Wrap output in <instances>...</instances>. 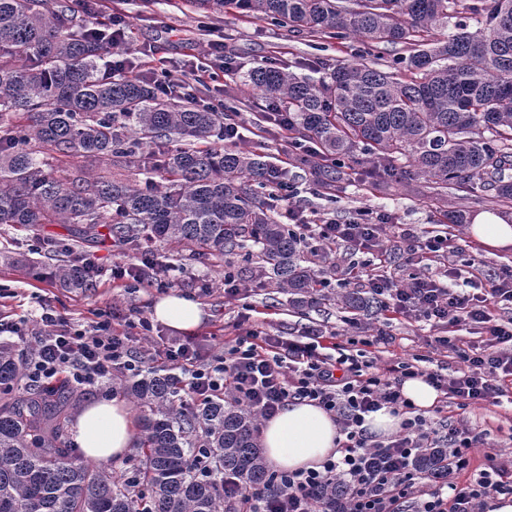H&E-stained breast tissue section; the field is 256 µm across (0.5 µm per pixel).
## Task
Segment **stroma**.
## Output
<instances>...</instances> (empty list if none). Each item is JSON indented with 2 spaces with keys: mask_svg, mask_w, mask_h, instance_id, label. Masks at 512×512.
Wrapping results in <instances>:
<instances>
[{
  "mask_svg": "<svg viewBox=\"0 0 512 512\" xmlns=\"http://www.w3.org/2000/svg\"><path fill=\"white\" fill-rule=\"evenodd\" d=\"M124 16L128 45L135 50L133 69L149 74L169 69L179 75H191L196 66L205 62L204 45L210 41L222 43L227 72L218 81L197 85L194 94L204 101L224 100L235 106L231 117L238 126L239 137L234 146L265 154L270 163L283 159L281 137L268 120V99L259 91L244 86L239 75L250 67L272 63L300 76L310 75L304 60L353 62L367 57L380 66L393 65L403 51L389 46L370 47L353 37L292 33L270 21L253 17L236 9L207 11L196 8L192 0H110L107 10L98 15L106 21L110 13ZM288 177L296 187L293 206L306 216H318L345 221L361 211H374L391 216L393 223L418 225L430 230L445 227L450 242L458 252L455 265L472 264L485 273H493L504 265H512V247L486 250L471 236L465 221L444 224V214L462 212L466 220L480 212L512 214V202H498L492 192L481 186L468 189L449 185L445 196L430 194L424 178L391 183L382 187L363 174V168L352 165L338 189L315 192L309 170L289 165ZM154 260L168 268L174 279L172 289L143 288L124 291L104 281L93 288L64 285L54 272L58 265L71 263L75 255L91 253L102 265L132 263L137 256L125 246L113 244L108 235L93 241L76 240L71 225L44 224L37 232L19 230L10 224H0V314L9 318L35 320L41 304L60 311L68 322L82 327L110 318L115 312L134 309L151 317L154 303L168 294L185 297L199 304L203 319L189 334L154 323L147 339L140 341L138 350L143 358V372L159 367L156 352L163 344L182 338L193 341L198 352L209 359L223 356L224 340L243 336L255 330L254 320L246 316V307L263 312L264 332L273 336L292 337L305 327L319 325L327 330L348 333L346 311L332 302L297 307L287 294L263 287L253 281L247 299L224 293V272L242 267L241 256L228 255L223 261L204 260L190 251L175 252L162 241H154ZM208 291H201V283ZM387 331L395 343L378 356V366L396 358H408L425 353L427 336H449L456 343L478 340L474 328L446 326L430 327L411 317L391 320Z\"/></svg>",
  "mask_w": 512,
  "mask_h": 512,
  "instance_id": "1",
  "label": "stroma"
}]
</instances>
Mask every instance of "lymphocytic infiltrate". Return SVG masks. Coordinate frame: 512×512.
Here are the masks:
<instances>
[{"mask_svg":"<svg viewBox=\"0 0 512 512\" xmlns=\"http://www.w3.org/2000/svg\"><path fill=\"white\" fill-rule=\"evenodd\" d=\"M270 192L286 202L284 217L310 256L324 257L341 247L365 254L372 269L368 292L382 312L422 317L437 326H476L485 336L465 348L435 337L436 348L455 350L460 360L451 376L424 366L417 354L372 370L370 363L346 353L335 332L317 327L288 339L253 330L228 340L223 357L212 361L191 342L168 346L163 367L186 376L191 401L204 405L228 398L266 420L290 402L306 400L330 413L344 437L339 458L316 470L275 474L276 490L225 478L221 490L227 512H484L487 500L511 496L512 454L499 452L488 430L470 427L449 415L448 408L512 404V317L500 314L502 307L512 306V266L490 277L475 302L452 288L450 281L458 275L453 267L446 284L417 274L396 281L383 271L389 260L384 235H391L396 250L423 264L447 260L453 251L448 237L409 224L391 232L369 212L345 222L315 221L289 206L291 186L279 183ZM72 271L87 286L107 275L113 286L124 289L171 285L168 271L138 264L117 263L107 272L84 258ZM3 333L30 343L25 374L30 387H49L61 379L80 391L108 390L116 375L142 370L135 337L116 334L108 322L72 328L52 307L43 309L31 329L0 318ZM415 378L443 398L432 413L417 409L402 393L404 382ZM384 407L403 421L398 435L380 439L369 431L366 417ZM473 448L484 449L488 464L470 479ZM431 453L441 457V471L423 467Z\"/></svg>","mask_w":512,"mask_h":512,"instance_id":"obj_1","label":"lymphocytic infiltrate"}]
</instances>
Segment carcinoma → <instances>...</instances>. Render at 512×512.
<instances>
[{
	"mask_svg": "<svg viewBox=\"0 0 512 512\" xmlns=\"http://www.w3.org/2000/svg\"><path fill=\"white\" fill-rule=\"evenodd\" d=\"M229 3L289 31L353 34L400 45V72L363 59L325 63L326 77H298L260 65L244 79L292 118L297 138L316 141L343 180L337 157L367 156L366 174L390 182L396 166L430 182L436 195L483 182L512 202V0H192ZM463 13L483 27L433 40L431 31ZM112 28L90 29L74 5L0 0V224L30 231L70 224L78 239L97 228L138 248L157 238L213 257L243 252L261 277L297 306L325 272L306 265L296 236L279 223L266 186L288 173L248 150L224 151V113L154 79L112 76ZM185 138V148H170ZM347 309L373 300L338 296ZM25 363L0 344V512H224L212 481L188 476L204 429L214 469L253 488L272 478L257 441V417L231 400L204 409L174 404L175 380L153 371L130 392L141 409L134 476L78 462L63 446V408L72 393L13 395Z\"/></svg>",
	"mask_w": 512,
	"mask_h": 512,
	"instance_id": "1",
	"label": "carcinoma"
}]
</instances>
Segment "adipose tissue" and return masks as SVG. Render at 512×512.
Segmentation results:
<instances>
[{
    "instance_id": "adipose-tissue-1",
    "label": "adipose tissue",
    "mask_w": 512,
    "mask_h": 512,
    "mask_svg": "<svg viewBox=\"0 0 512 512\" xmlns=\"http://www.w3.org/2000/svg\"><path fill=\"white\" fill-rule=\"evenodd\" d=\"M472 236L493 250L512 247V218L483 212L473 218ZM154 318L166 326L188 332L202 320L195 302L168 296L153 306ZM75 441L86 457L101 461L123 458L132 448L136 428L133 414L117 399H101L83 406L74 424ZM336 423L329 413L310 402L285 406L266 420L260 437L267 465L296 471L319 468L339 455Z\"/></svg>"
}]
</instances>
